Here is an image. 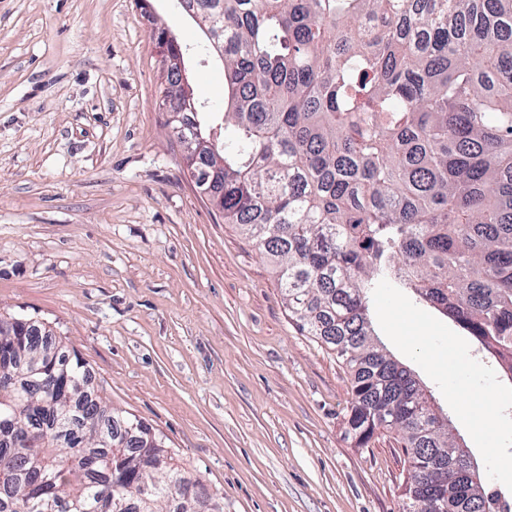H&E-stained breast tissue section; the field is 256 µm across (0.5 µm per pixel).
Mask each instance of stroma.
Wrapping results in <instances>:
<instances>
[{"label":"stroma","instance_id":"35a3bbf8","mask_svg":"<svg viewBox=\"0 0 512 512\" xmlns=\"http://www.w3.org/2000/svg\"><path fill=\"white\" fill-rule=\"evenodd\" d=\"M160 28L222 117L223 65L177 0H0V316L50 327L224 512H399L400 443L346 435L348 371L187 172Z\"/></svg>","mask_w":512,"mask_h":512}]
</instances>
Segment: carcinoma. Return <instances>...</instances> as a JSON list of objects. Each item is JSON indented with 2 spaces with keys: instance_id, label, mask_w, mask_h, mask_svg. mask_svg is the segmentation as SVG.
Instances as JSON below:
<instances>
[{
  "instance_id": "1",
  "label": "carcinoma",
  "mask_w": 512,
  "mask_h": 512,
  "mask_svg": "<svg viewBox=\"0 0 512 512\" xmlns=\"http://www.w3.org/2000/svg\"><path fill=\"white\" fill-rule=\"evenodd\" d=\"M223 50V123L200 165L272 256L288 312L351 376L345 430L394 432L401 512H512L387 358L369 304L385 279L512 374V0H178ZM154 39L185 53L159 29ZM0 318V512H209L163 436L107 405L51 333Z\"/></svg>"
}]
</instances>
